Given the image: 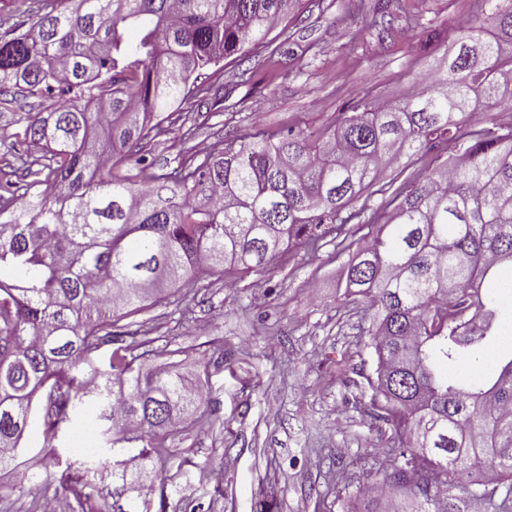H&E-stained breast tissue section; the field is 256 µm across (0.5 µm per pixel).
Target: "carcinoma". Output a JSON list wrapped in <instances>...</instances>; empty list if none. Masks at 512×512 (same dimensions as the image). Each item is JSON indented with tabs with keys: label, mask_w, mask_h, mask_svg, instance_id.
<instances>
[{
	"label": "carcinoma",
	"mask_w": 512,
	"mask_h": 512,
	"mask_svg": "<svg viewBox=\"0 0 512 512\" xmlns=\"http://www.w3.org/2000/svg\"><path fill=\"white\" fill-rule=\"evenodd\" d=\"M297 0H49L25 31L0 37V107L17 96H67L29 121L41 145L33 170L0 187V470L55 456L100 380L102 448L112 459L163 458L174 420L203 399L173 370H145L112 326L198 274L264 273L286 250L342 246L347 212L380 166L445 144L448 160L398 192L386 222L346 269L351 295L374 310L371 405L391 425L384 484L368 512H469L512 497V0H483L492 31L460 30L434 79L402 103H360L314 139L243 129L156 173L140 153L152 122L183 123L176 107L217 97L207 71L247 54ZM135 162L136 173L122 171ZM35 424L48 447L25 445ZM493 477L492 490L472 491ZM462 498L431 497L432 483Z\"/></svg>",
	"instance_id": "carcinoma-1"
}]
</instances>
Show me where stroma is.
<instances>
[{
  "label": "stroma",
  "mask_w": 512,
  "mask_h": 512,
  "mask_svg": "<svg viewBox=\"0 0 512 512\" xmlns=\"http://www.w3.org/2000/svg\"><path fill=\"white\" fill-rule=\"evenodd\" d=\"M480 0H300L288 18L241 61L213 69L224 99L184 103L191 140L161 123L146 161L176 166L186 151L233 138L247 127L268 133L332 130L360 98L400 103L416 93L425 64L451 49L460 23L483 21ZM248 81H241V71ZM52 96L20 98L0 112V171L16 153L35 159L18 135ZM431 152L384 168L362 200L391 211L398 188L440 165ZM351 251L329 243L294 248L269 272L204 275L182 286L191 311L164 300L118 322L124 344L144 347L147 368L173 367L200 383L205 399L181 415L155 492L121 495L134 512H365L367 486L392 445L375 411L368 379L376 356L363 335L369 302L346 296ZM74 437L58 442L50 485L30 488L0 472V512H112V474L71 457ZM68 481H60V474Z\"/></svg>",
  "instance_id": "stroma-1"
}]
</instances>
